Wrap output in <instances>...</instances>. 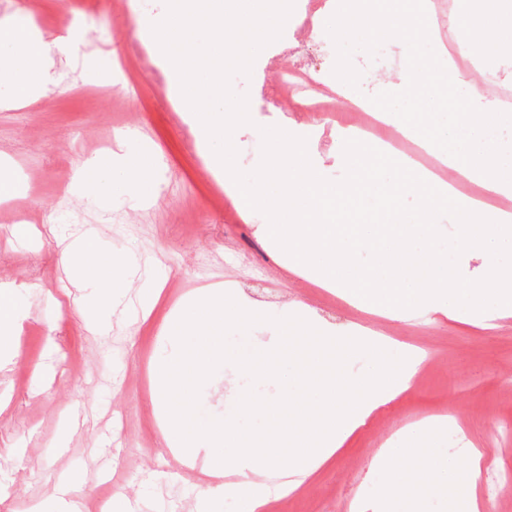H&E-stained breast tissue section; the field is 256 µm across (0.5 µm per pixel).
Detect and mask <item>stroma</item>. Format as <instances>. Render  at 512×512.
Wrapping results in <instances>:
<instances>
[{
	"mask_svg": "<svg viewBox=\"0 0 512 512\" xmlns=\"http://www.w3.org/2000/svg\"><path fill=\"white\" fill-rule=\"evenodd\" d=\"M165 12V0H135L127 11L114 0H97L91 12L68 0H7L0 7V19L28 20L49 39L70 30L80 43L77 53L56 60L69 92L0 112V154L8 157L16 186L7 205L31 222L23 236L15 225L0 223V287L17 289L28 310L14 338V357L0 362V512H28L31 502H50L56 478L76 471L87 480L79 512H99L101 497L116 489L127 493L137 512H189L184 483L159 476L163 469L190 466L161 446L153 411V376L168 349L165 317L181 301L223 283L217 258L225 242L258 265L271 263L272 255L259 225L227 223L224 178L215 174L209 152L195 145L188 123L173 120L180 102L170 95V74L159 58L123 75L124 111L104 101L103 91L121 76L118 56H134L143 44L140 24ZM293 32L285 25L281 38L258 54L251 74L231 79L233 91L247 95L252 119L236 136L237 148H252L237 157L242 171L260 163L261 128L302 121L272 110L275 70ZM117 130L135 134L123 153L135 156L149 147L160 156L162 199L149 202L109 184L96 199L58 196L76 158L94 156L96 144ZM80 224L93 228L103 248L126 255L142 279L165 283L163 301L146 322H133L114 307L107 341L79 325L74 301L82 292L50 244V230L69 234ZM262 289L278 296L270 311L302 303L327 319L369 327L428 354L410 391L377 411L296 496L271 501L264 512H349L350 503H371L379 487L374 461L387 440L448 407L457 410L476 447L499 449V463L512 462V319L490 332L433 324L420 312L391 321L278 265ZM52 340L59 351L51 357ZM73 412L79 423L67 450L58 451L59 420Z\"/></svg>",
	"mask_w": 512,
	"mask_h": 512,
	"instance_id": "35a3bbf8",
	"label": "stroma"
}]
</instances>
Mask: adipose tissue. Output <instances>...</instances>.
Segmentation results:
<instances>
[{"label":"adipose tissue","mask_w":512,"mask_h":512,"mask_svg":"<svg viewBox=\"0 0 512 512\" xmlns=\"http://www.w3.org/2000/svg\"><path fill=\"white\" fill-rule=\"evenodd\" d=\"M73 37L45 38L31 26L16 21H0V74L12 82L9 99L0 100V111L33 104L48 89L67 93L54 70L55 59L73 50ZM122 180L127 189L142 195L157 196L163 191L161 161L146 150L138 156L111 153L102 158L78 161L68 186L73 195H90L105 185L107 179ZM61 262L74 271L79 281H90L97 293L92 302L76 309L79 322L99 333H108L106 323L115 293L138 296L143 315H150L160 304L163 285L142 288L125 271L124 258L102 252L96 236L84 232L57 243ZM26 310L14 291L0 289V358L10 357L13 339ZM448 420L443 416L426 419L417 426L401 430L377 457L382 485L377 512H430L433 501H446L448 512H479L477 480L483 454L470 440L459 447H449L445 435Z\"/></svg>","instance_id":"adipose-tissue-1"}]
</instances>
